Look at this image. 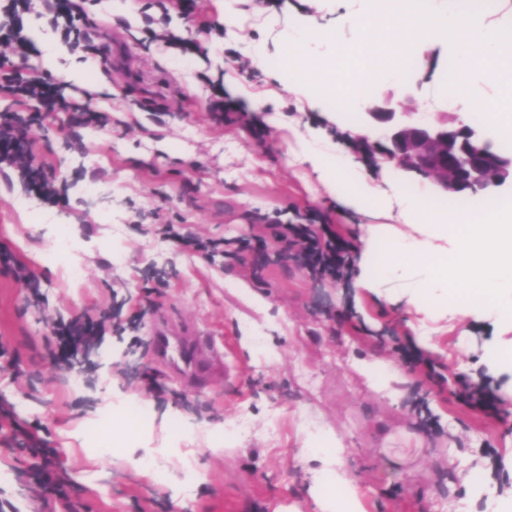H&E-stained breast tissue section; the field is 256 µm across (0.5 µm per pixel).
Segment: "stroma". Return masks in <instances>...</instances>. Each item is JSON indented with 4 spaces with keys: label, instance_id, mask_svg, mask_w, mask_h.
Segmentation results:
<instances>
[{
    "label": "stroma",
    "instance_id": "35a3bbf8",
    "mask_svg": "<svg viewBox=\"0 0 512 512\" xmlns=\"http://www.w3.org/2000/svg\"><path fill=\"white\" fill-rule=\"evenodd\" d=\"M129 2L118 13L113 0H85L75 34L41 0L28 11L0 0V53L15 71L49 72L68 99L111 117L95 138L67 112L29 127L47 174L65 179L58 204L0 167V248L39 284L24 288L0 265V398L12 418L0 429V512H39L47 495L33 478L29 433L52 450L44 467L89 512H321L325 468L345 474L366 512H487L512 494V316L435 313L408 301L407 279L382 278L364 237L371 225L420 240L424 232L395 210L344 206L305 158L313 143L352 154L350 131L362 120L293 91L281 33L308 15L335 28L355 0H237L231 26L225 0H200L190 15L168 0ZM17 33L28 56L7 43ZM100 44L106 60L74 80ZM256 44L265 66L251 61ZM419 55L414 88L387 83L381 92L447 111V48ZM221 96L254 113L263 140L220 119ZM22 197L30 209H16ZM271 222L334 225L353 245L349 277L336 285L295 260L266 266L258 252L238 251L237 241ZM158 224L173 225L175 237L155 235ZM60 229L65 247L46 261ZM183 236L229 246L211 259L182 249ZM73 260L82 267L76 279L67 272ZM78 315L101 329L97 364L75 389L54 363L53 328ZM157 321L222 344L226 373L180 384L148 349ZM412 348L433 360L434 376L412 368ZM127 358L138 376L108 372L107 363ZM375 359L387 368L379 384L362 372ZM144 373L167 386L166 399L146 394ZM465 380L497 395L495 415L459 399ZM141 402L153 411L149 435L131 434L109 452L90 447L94 426L112 439L121 412ZM242 417L248 430L225 439V426ZM315 437L340 456H313ZM157 448L165 451L158 468L140 466Z\"/></svg>",
    "mask_w": 512,
    "mask_h": 512
}]
</instances>
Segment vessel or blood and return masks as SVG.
Returning a JSON list of instances; mask_svg holds the SVG:
<instances>
[{
  "label": "vessel or blood",
  "instance_id": "b4317fda",
  "mask_svg": "<svg viewBox=\"0 0 512 512\" xmlns=\"http://www.w3.org/2000/svg\"><path fill=\"white\" fill-rule=\"evenodd\" d=\"M151 344L155 355L171 364L187 386L205 381L215 365L224 360L222 351L203 342L196 331L189 328L174 338L164 326H154Z\"/></svg>",
  "mask_w": 512,
  "mask_h": 512
}]
</instances>
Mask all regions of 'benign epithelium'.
Wrapping results in <instances>:
<instances>
[{
	"label": "benign epithelium",
	"mask_w": 512,
	"mask_h": 512,
	"mask_svg": "<svg viewBox=\"0 0 512 512\" xmlns=\"http://www.w3.org/2000/svg\"><path fill=\"white\" fill-rule=\"evenodd\" d=\"M364 120L383 128L384 155L397 169L432 178L438 193L512 184V156L486 149L479 132L454 112L426 118L412 98L386 95L364 109Z\"/></svg>",
	"instance_id": "obj_1"
}]
</instances>
